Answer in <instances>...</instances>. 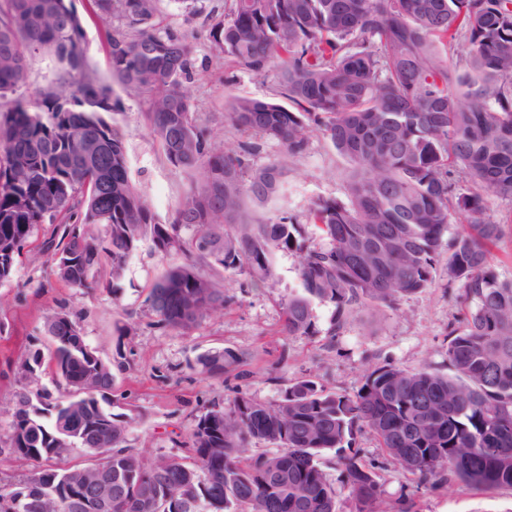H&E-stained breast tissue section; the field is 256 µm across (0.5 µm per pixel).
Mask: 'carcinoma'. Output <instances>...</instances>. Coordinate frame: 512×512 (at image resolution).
<instances>
[{
    "label": "carcinoma",
    "instance_id": "1",
    "mask_svg": "<svg viewBox=\"0 0 512 512\" xmlns=\"http://www.w3.org/2000/svg\"><path fill=\"white\" fill-rule=\"evenodd\" d=\"M91 2L113 19V78L147 96L167 159L198 179L171 222H156L131 181L124 134L102 117L118 100L88 71L80 17L64 0H0V99L39 55L62 69L32 101L0 110L1 283L43 224L56 225L45 245L74 289L95 287L105 264L119 280L147 237L167 262L147 308L156 326L185 329L224 309L232 276L264 283L273 253L289 251L301 291L283 303L282 331L307 335L316 301L341 313L430 287L457 221L445 270L465 315L449 332L450 375L384 364L353 394L311 376L272 402L240 393L194 418L184 455L148 463L127 445L139 416L112 412V363L78 345L80 324L62 303L45 318L50 345L18 369L4 447L33 469L0 485V512H30L17 510L19 497L39 492L40 512H74L61 482L44 485L77 452L108 460L112 512H336L328 453L356 512H385L378 466L355 447L364 431L418 489L512 490V279L491 267L503 230L485 202L512 200V0H231L215 47L276 79L291 103L231 101L236 128L282 146L257 169L245 156L259 145L237 151L196 124L182 87L190 48L152 23L156 0ZM315 131L352 162L349 202L313 199L307 238L291 216L253 219L246 200L276 197ZM215 267L225 276L204 273ZM242 362L233 349L209 350L195 369L222 377ZM46 374L54 393L38 386Z\"/></svg>",
    "mask_w": 512,
    "mask_h": 512
}]
</instances>
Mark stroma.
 I'll use <instances>...</instances> for the list:
<instances>
[{"mask_svg": "<svg viewBox=\"0 0 512 512\" xmlns=\"http://www.w3.org/2000/svg\"><path fill=\"white\" fill-rule=\"evenodd\" d=\"M82 20L87 62L91 74L113 86L119 101L106 119L126 138L130 177L149 203L155 219L167 223L190 183V175L169 162L159 139L150 130L144 96L113 84L105 33L111 20L95 15L88 0H71ZM230 0H197L185 11L176 0H157L154 22L185 36L192 46L189 74L184 81L191 111L199 125L223 135L228 146L259 144L251 158L261 167L281 151L277 142L235 128L228 119L233 96L284 103L280 85L226 61L212 48L210 31L227 15ZM350 163L321 134H314L307 151L293 159L284 196L256 207L258 218L285 211L307 222L309 206L318 197L346 200ZM490 217L504 225V235L491 249V263L500 276L512 277V203L491 196ZM51 225H41L25 246L10 281L0 283V426L9 420L18 385L14 368L29 350L46 340L45 312L58 302L79 321L86 343L112 364L114 395L122 409L138 410L143 422L132 430L129 444L145 459L181 452L193 419L203 406L243 391L263 401H274L290 380L315 376L327 387L354 393L364 373L391 362L408 370L432 364L447 370L448 333L461 319L460 288L449 286L444 272L417 294L383 307L370 316L356 309L336 313L329 303H314L315 334L287 336L282 332V304L300 285L298 259L287 251L275 252V275L255 285L235 276L230 303L209 313L196 325L161 332L154 328L144 305L150 288L165 263L150 241H142L130 257L121 278L120 296L104 286L109 266H102L101 285L77 291L58 282L52 273L51 253L44 243ZM339 330H332V322ZM129 329L117 337L116 326ZM230 348L243 353V366L214 379L194 371L197 356L212 349ZM358 446L368 459L381 462L378 471L388 512H512V491L476 492L457 484L435 489L417 488L400 465L377 442L359 437Z\"/></svg>", "mask_w": 512, "mask_h": 512, "instance_id": "stroma-1", "label": "stroma"}]
</instances>
